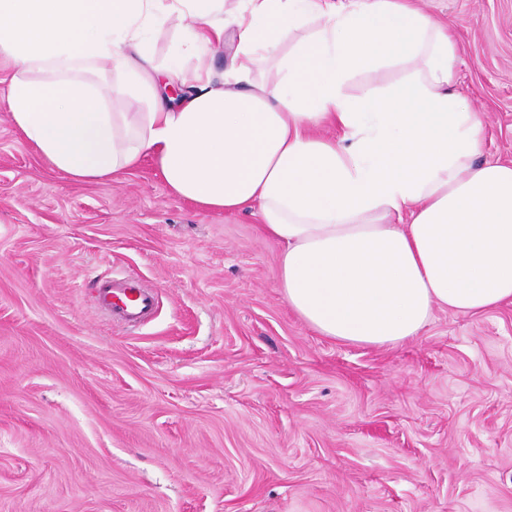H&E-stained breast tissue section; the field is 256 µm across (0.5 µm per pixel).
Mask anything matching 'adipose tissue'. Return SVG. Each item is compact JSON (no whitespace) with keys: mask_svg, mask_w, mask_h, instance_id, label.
<instances>
[{"mask_svg":"<svg viewBox=\"0 0 512 512\" xmlns=\"http://www.w3.org/2000/svg\"><path fill=\"white\" fill-rule=\"evenodd\" d=\"M171 21L181 42L162 66L148 36ZM216 45L232 53L219 80ZM1 58L17 64L15 125L66 177L103 180L148 155L178 197L257 208L283 245L279 286L320 335L392 347L434 307L512 301V164L482 159L483 117L454 91V30L409 0H241L229 15L224 0H0ZM383 65L409 74L347 94ZM176 79L175 102L162 89ZM125 99L141 111H113ZM325 124L340 141L316 135Z\"/></svg>","mask_w":512,"mask_h":512,"instance_id":"1","label":"adipose tissue"}]
</instances>
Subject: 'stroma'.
<instances>
[{
	"label": "stroma",
	"instance_id": "stroma-1",
	"mask_svg": "<svg viewBox=\"0 0 512 512\" xmlns=\"http://www.w3.org/2000/svg\"><path fill=\"white\" fill-rule=\"evenodd\" d=\"M412 3L455 23L482 156L512 163V0ZM280 253L151 159L63 176L0 110V512H512V303L342 344ZM128 272L157 297L135 326L93 301Z\"/></svg>",
	"mask_w": 512,
	"mask_h": 512
}]
</instances>
